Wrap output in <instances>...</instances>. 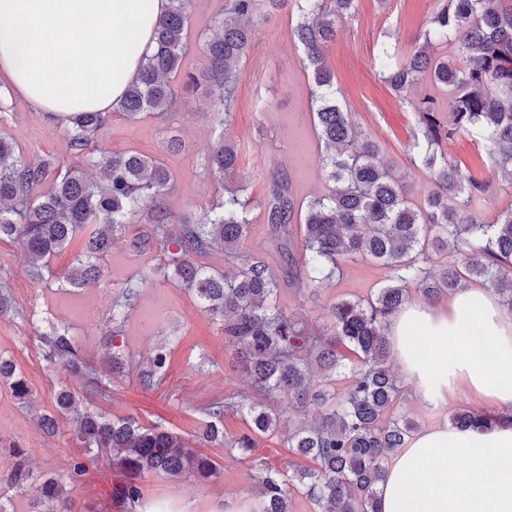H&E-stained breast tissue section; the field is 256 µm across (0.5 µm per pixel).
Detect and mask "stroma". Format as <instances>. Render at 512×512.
Segmentation results:
<instances>
[{
  "label": "stroma",
  "instance_id": "obj_1",
  "mask_svg": "<svg viewBox=\"0 0 512 512\" xmlns=\"http://www.w3.org/2000/svg\"><path fill=\"white\" fill-rule=\"evenodd\" d=\"M438 0H357V11L337 27L336 38L326 49V61L343 91L339 103L355 113L361 130L376 141L383 161L394 164L407 185L412 203H421L432 188L428 173L408 161L406 150L416 129V116L403 97L378 77L375 54L387 43L407 54L418 44L419 33L428 28ZM224 11V0H191L189 53L186 65L201 71V46L213 32L214 20ZM300 20L297 10L283 11L260 21L253 46L237 68V100L228 124L213 122L206 88L183 92L181 77L175 105L169 115L147 116L133 123L113 113L94 144L112 152L135 150L161 159L172 170L175 187L166 203L173 214L195 215L221 197L222 188L206 166L210 146L218 139L234 141L238 148L235 179L249 199L252 226L246 247L272 267L284 265L261 216L274 178L286 174L298 201L324 194L325 175L318 163L321 146L313 122L308 94L311 75L301 66L303 51L294 37ZM182 141L179 151L168 148L170 136ZM0 136L8 138L26 158L56 156L72 162L63 127L38 112L16 95L0 77ZM79 244L54 257L45 281L35 280L24 251L17 242L0 240V286L8 287L20 312L0 318V353L11 356L27 381L33 405L16 400L8 386L0 384V443L19 444L38 475L66 472L79 442L69 424L56 436L40 428L38 418L52 409V397L68 385L63 370L46 366L36 332H48L52 324L68 323L77 343L103 376L106 390L93 407L109 417H134L142 425H160L184 437L203 427L207 407L242 389L244 381L234 369V354L225 346L222 332L201 312L198 302L177 282H157L144 289L138 307L125 326L124 341L133 353H146L177 335L170 368L161 383L144 391L127 379L114 378L105 363L109 350L102 335L109 327L112 299L128 275L151 262L152 254H137L127 241H118L107 257L111 284L104 289L74 292L54 289L59 275L71 267ZM386 271L370 261L348 262L340 278L317 288L313 297L285 288L280 301L303 314L311 326L324 328L327 306L341 298H364L382 286ZM39 314L31 324L28 312ZM401 410L419 429L441 425L461 410L490 411V404L456 394L447 404L434 408L420 402L411 386H404ZM201 451L221 466V475L210 483L184 477L174 479L150 474L141 481L145 496L164 503L167 512H216L219 501L253 506L255 487L251 464L223 447L200 443ZM118 475L107 458H100L88 472L68 487L76 512H115L111 489Z\"/></svg>",
  "mask_w": 512,
  "mask_h": 512
}]
</instances>
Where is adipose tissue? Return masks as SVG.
I'll list each match as a JSON object with an SVG mask.
<instances>
[{
    "mask_svg": "<svg viewBox=\"0 0 512 512\" xmlns=\"http://www.w3.org/2000/svg\"><path fill=\"white\" fill-rule=\"evenodd\" d=\"M167 0H0V74L38 111L63 122L108 112L153 51ZM388 339L418 398L466 392L502 415L491 429L439 426L390 462L379 512H512V322L493 293L405 304Z\"/></svg>",
    "mask_w": 512,
    "mask_h": 512,
    "instance_id": "ef3b65f1",
    "label": "adipose tissue"
}]
</instances>
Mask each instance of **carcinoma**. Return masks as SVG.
<instances>
[{
  "label": "carcinoma",
  "instance_id": "cac0c4a2",
  "mask_svg": "<svg viewBox=\"0 0 512 512\" xmlns=\"http://www.w3.org/2000/svg\"><path fill=\"white\" fill-rule=\"evenodd\" d=\"M299 3L302 20L294 30L304 68L311 72V101L318 104L315 126L325 152L318 162L329 186L319 198L299 203L288 179L275 178L264 217L277 247L288 259L278 274L261 258L243 252L251 226L248 202L229 186L238 146L219 139L208 154L209 170L224 189L209 210L175 216L166 206L173 176L164 162L137 151H101L69 166L47 155L27 159L0 137V239L20 243L36 279L52 257L82 241L74 264L61 275L70 287L103 288L109 280L105 258L120 239L137 251L156 252L158 262L129 275L109 311L110 372L144 391L166 375L171 350L165 343L141 360L118 339L144 288L158 276L174 278L193 291L198 304L234 348L246 388L211 405L199 439L251 459L259 436L282 435L287 447L308 459L291 473L261 461L252 464L259 495L253 512H288V497L305 494L320 512H378L379 486L392 456L405 447L417 425L397 413L403 399L390 370L388 324L413 297L427 303L455 294L470 282L495 288L512 314V203L486 224L473 213L476 197L489 182L448 159L445 147L462 135L479 142L491 169L512 189V0H440V6L411 53L378 49L380 76L399 95L427 79L448 88V105L426 92L410 101L417 133L408 159L425 169L433 190L418 207L392 166L381 162L377 143L363 133L355 115L339 105L343 96L328 66L325 49L336 38V21L356 11V0H224L214 20L216 34L205 41L206 66L184 71L189 0H168L155 30V49L113 110L136 122L147 114L171 111L176 89L170 78L184 74V86L206 83L211 112L224 125L236 102V65L249 53L259 19ZM452 38L455 62L434 55L432 41ZM109 122L106 112H79L65 122L67 143L81 157ZM99 168L105 183L89 179L86 166ZM300 211V251L291 229ZM219 248L237 261L229 277L199 261ZM357 258L384 267L388 276L371 300L341 299L327 308V331H317L280 304L281 285L313 290ZM43 359L62 367L80 389H59L54 411L42 417L47 433L58 420L76 425L86 458L70 462L68 479L84 475L101 455L124 475L112 487V503L122 512H146L139 479L150 473L201 481L217 477L219 465L189 440L135 418L110 419L91 408L103 394L102 376L81 352L67 325L40 336ZM345 378L343 388L336 387ZM14 398L31 396L10 360L0 358V383ZM286 402L310 415L287 427L273 405ZM240 416L247 430L224 436V418ZM502 416L463 410L456 428L486 429ZM9 489L22 493L34 481L21 448H10ZM50 512H72L63 479L50 476L38 486Z\"/></svg>",
  "mask_w": 512,
  "mask_h": 512
}]
</instances>
